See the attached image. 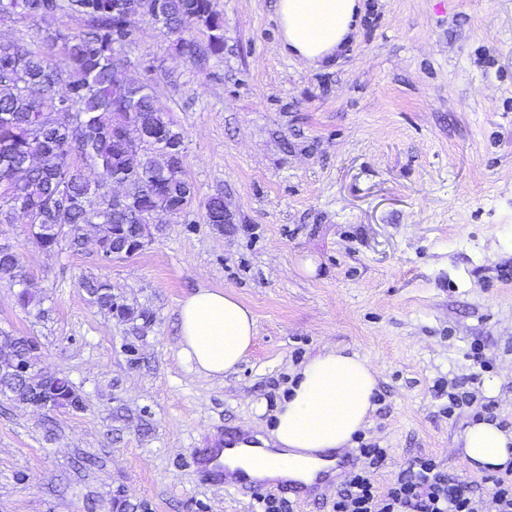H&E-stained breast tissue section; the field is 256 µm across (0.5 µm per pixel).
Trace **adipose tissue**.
Here are the masks:
<instances>
[{"mask_svg": "<svg viewBox=\"0 0 512 512\" xmlns=\"http://www.w3.org/2000/svg\"><path fill=\"white\" fill-rule=\"evenodd\" d=\"M359 8L358 0H278L282 42L293 55L319 65L348 41ZM179 326L183 358L221 377L244 360L255 320L235 295L202 288L181 302ZM376 385L375 370L358 354L330 349L316 355L298 370L277 406L272 445L245 447L227 458V466L263 481L314 483L329 455L365 427ZM460 441L469 467H512V431L498 423H472Z\"/></svg>", "mask_w": 512, "mask_h": 512, "instance_id": "ef3b65f1", "label": "adipose tissue"}]
</instances>
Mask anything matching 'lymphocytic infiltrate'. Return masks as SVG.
<instances>
[{"label": "lymphocytic infiltrate", "instance_id": "obj_1", "mask_svg": "<svg viewBox=\"0 0 512 512\" xmlns=\"http://www.w3.org/2000/svg\"><path fill=\"white\" fill-rule=\"evenodd\" d=\"M358 452L368 464L345 476L336 492L333 512H484L488 497L496 506L495 512H512V478H495L486 491L481 484L449 478L435 459L418 457L381 491L372 471L384 463L385 449L364 443Z\"/></svg>", "mask_w": 512, "mask_h": 512}]
</instances>
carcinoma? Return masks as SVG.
Here are the masks:
<instances>
[{
    "label": "carcinoma",
    "mask_w": 512,
    "mask_h": 512,
    "mask_svg": "<svg viewBox=\"0 0 512 512\" xmlns=\"http://www.w3.org/2000/svg\"><path fill=\"white\" fill-rule=\"evenodd\" d=\"M70 13L76 31L55 26ZM21 16L43 24L40 44L0 39V224L23 218L36 245L53 251L64 244L75 252L94 242L105 259L128 253L144 236L156 212L178 217L196 197L184 171L185 152L148 145L138 151L112 137L156 136L185 141L169 113L156 104L143 75L116 55L115 41L133 44L137 23L148 21L166 33L179 53L194 60L224 53V25L212 0H0V18ZM208 33L199 47L192 30ZM123 200H112V184ZM208 223L224 229V197L206 203ZM20 287L17 304L36 300L35 285L8 244L0 243V280ZM101 310L121 316L106 279L81 280ZM34 344L25 337L0 336V395L19 405L46 399L48 407L82 408V400L57 376L9 374L33 368Z\"/></svg>",
    "instance_id": "carcinoma-1"
}]
</instances>
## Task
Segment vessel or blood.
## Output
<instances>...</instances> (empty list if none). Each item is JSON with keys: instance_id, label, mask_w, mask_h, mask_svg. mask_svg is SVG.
I'll list each match as a JSON object with an SVG mask.
<instances>
[{"instance_id": "vessel-or-blood-1", "label": "vessel or blood", "mask_w": 512, "mask_h": 512, "mask_svg": "<svg viewBox=\"0 0 512 512\" xmlns=\"http://www.w3.org/2000/svg\"><path fill=\"white\" fill-rule=\"evenodd\" d=\"M242 438V432L228 433L219 426L213 430L210 436L201 441L199 447L193 451L195 472L201 482L254 494L263 489V482L251 479L244 471H232L224 466L225 450ZM356 463V454L350 450L344 451L337 455L334 466L321 472L315 484L294 487L293 492L301 500L321 493L324 488L336 484L337 480L341 479Z\"/></svg>"}]
</instances>
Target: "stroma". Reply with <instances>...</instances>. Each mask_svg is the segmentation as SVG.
<instances>
[{
    "label": "stroma",
    "instance_id": "1",
    "mask_svg": "<svg viewBox=\"0 0 512 512\" xmlns=\"http://www.w3.org/2000/svg\"><path fill=\"white\" fill-rule=\"evenodd\" d=\"M214 3L224 53L206 66L148 23L129 50L186 133L187 213L109 260L0 224L45 311L0 280V332L32 340L38 369L83 402L0 396V512H256L201 483L191 452L220 424L269 433L297 370L329 348L378 373L357 438L387 451L379 487L417 456L486 482L456 438L488 409L512 429V0H361L349 44L316 66L284 52L277 0ZM218 194L220 231L205 210ZM90 276L138 318L103 314ZM202 288L256 321L221 378L180 355L179 305ZM459 390L473 400L448 415Z\"/></svg>",
    "mask_w": 512,
    "mask_h": 512
}]
</instances>
